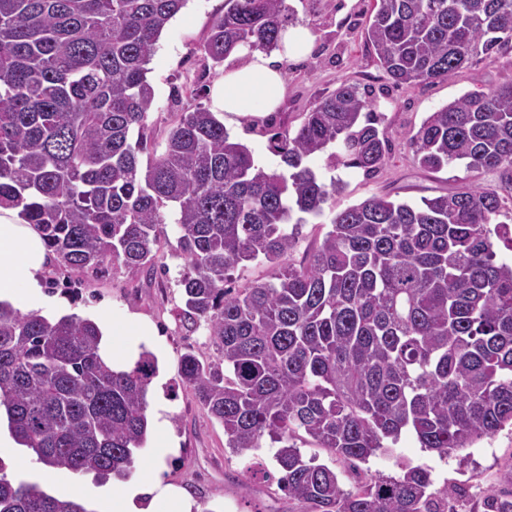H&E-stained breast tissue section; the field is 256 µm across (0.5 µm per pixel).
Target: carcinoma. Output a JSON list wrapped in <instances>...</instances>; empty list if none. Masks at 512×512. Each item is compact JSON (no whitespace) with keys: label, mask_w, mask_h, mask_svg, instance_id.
Masks as SVG:
<instances>
[{"label":"carcinoma","mask_w":512,"mask_h":512,"mask_svg":"<svg viewBox=\"0 0 512 512\" xmlns=\"http://www.w3.org/2000/svg\"><path fill=\"white\" fill-rule=\"evenodd\" d=\"M187 0H0V207L20 209L59 266L104 277L164 268L162 225L178 224L186 332L205 326L220 353L188 350L178 374L243 456L275 452L277 486L305 512H457L458 489L403 465L354 490L305 459L304 434L365 462L405 430L448 455L512 426V262L496 217L512 193V79L469 91L409 134L418 165L459 162L498 175L419 203L371 196L334 214L307 263L296 230L344 190L308 160L369 174L386 161L381 113L355 84L319 100L271 147L268 171L215 113H181L162 153L149 115L147 64ZM291 18L285 0H224L203 44L213 67L241 46L271 52ZM364 38L397 85L445 81L512 43V0H375ZM266 264L271 279L227 288ZM97 324L50 321L0 303V406L43 465L123 477L148 435L158 371L142 350L115 371ZM0 512H88L37 482L0 475Z\"/></svg>","instance_id":"1"}]
</instances>
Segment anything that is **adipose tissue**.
<instances>
[{
    "label": "adipose tissue",
    "instance_id": "1",
    "mask_svg": "<svg viewBox=\"0 0 512 512\" xmlns=\"http://www.w3.org/2000/svg\"><path fill=\"white\" fill-rule=\"evenodd\" d=\"M238 63L227 70L211 90L214 111L226 118L247 113L276 111L285 96V79L263 52L240 48ZM51 256L38 230L25 223L18 209L0 207V302L44 315L63 310L61 300L49 299L42 290L41 280ZM102 338L100 353L121 370L133 364L140 344L161 345L158 330L149 322L130 314L111 310L94 317ZM71 495L84 489L112 501V512H192L188 494L176 489H164L158 477L146 482H131L112 491L107 486H91L82 476H69Z\"/></svg>",
    "mask_w": 512,
    "mask_h": 512
}]
</instances>
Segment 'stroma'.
<instances>
[{"label":"stroma","instance_id":"obj_1","mask_svg":"<svg viewBox=\"0 0 512 512\" xmlns=\"http://www.w3.org/2000/svg\"><path fill=\"white\" fill-rule=\"evenodd\" d=\"M286 5L295 23L313 30L315 45L304 60L281 62L286 87L281 106L264 115L239 117L237 122L227 124L230 135L245 144L260 165L281 171L284 165L270 148L272 130L283 124L298 126L304 113L321 97L341 84L353 83L376 101L390 140L385 164L371 175L355 168L333 167L324 154L311 160V167L323 180L336 176L342 178L345 187L325 204L323 216L299 226L294 262L311 255L336 211L369 196L388 195L417 202L471 185L497 187L495 174L471 173L461 164L438 172L423 170L413 159L406 135L417 130L429 112L463 93L495 87L512 76V45L464 65L448 80L398 86L379 67L362 35L372 0H286ZM223 11L224 0H187L160 36L147 75L155 93L149 121L156 148H164L167 133L180 113L199 106L211 108L213 84L223 77L225 67L237 61L232 54L216 68L202 51L213 19ZM164 232L166 271L155 278L121 268L105 278L77 279L55 266L44 283L48 294L66 301L69 313L82 318L92 317L103 308L133 313L150 319L164 339L163 346L155 351L157 377L163 382L162 396L171 408V429L179 445L161 448L146 442L135 455L130 478L137 481L147 477L150 465L160 460L164 463L163 484L188 489L194 500L192 512H300L295 501L263 476L264 471L276 469L274 448L267 445L246 457L230 453L224 446L223 427L210 418L179 378L181 354L191 349L212 360L217 352L205 329L181 332L171 315L182 300L179 280L184 260L176 253L178 226L168 224ZM299 447L305 457L334 470L344 489H355L361 479L375 473H396L399 463L408 462L430 471L434 489L460 487L463 495L457 503L459 512H485V495L508 490L501 474L512 462V429L503 428L476 447L447 456L421 448L414 434L405 433L387 451L355 468L314 442L303 441ZM0 473L11 480H34L51 494L60 486L58 470L39 463L27 448L19 449L14 456L0 455Z\"/></svg>","mask_w":512,"mask_h":512}]
</instances>
